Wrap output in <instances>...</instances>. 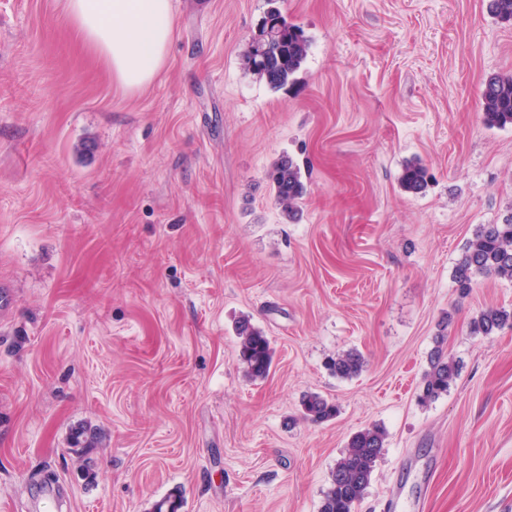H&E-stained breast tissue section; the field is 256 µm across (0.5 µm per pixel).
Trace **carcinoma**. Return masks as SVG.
Masks as SVG:
<instances>
[{
  "mask_svg": "<svg viewBox=\"0 0 512 512\" xmlns=\"http://www.w3.org/2000/svg\"><path fill=\"white\" fill-rule=\"evenodd\" d=\"M269 2L273 3L268 12L273 15L274 34L268 41L249 45L246 64L258 81L276 90L295 80L307 58L309 40L275 6L278 0ZM489 9L497 18L512 21V0H489ZM482 120L490 128L512 126V74L487 79L482 93ZM268 178L276 202L288 218H293L306 192L299 165L291 157L282 156L272 164ZM400 184L407 192L423 191L427 186L426 169L418 163L406 166ZM480 276L512 279V216L500 224L480 225L466 243L453 268V281L460 297L471 293ZM506 327L512 328V311L497 307L486 308L471 322V332L482 336ZM236 333L249 376L254 380L265 378L272 363L269 339L248 318L239 321ZM445 343L446 336L438 334L428 355L419 394L423 404L447 392L459 374V365L448 355ZM326 366L336 377L349 379L360 373L363 358L359 352L350 350L329 359ZM302 409L305 419L315 424L330 421L337 414L336 405L318 393L305 396ZM384 444L385 432L378 427L359 431L351 438L347 453L331 475L320 512H355Z\"/></svg>",
  "mask_w": 512,
  "mask_h": 512,
  "instance_id": "obj_1",
  "label": "carcinoma"
}]
</instances>
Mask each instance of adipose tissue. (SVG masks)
<instances>
[{
	"mask_svg": "<svg viewBox=\"0 0 512 512\" xmlns=\"http://www.w3.org/2000/svg\"><path fill=\"white\" fill-rule=\"evenodd\" d=\"M63 8L123 89L143 88L163 68L175 26L173 0H64Z\"/></svg>",
	"mask_w": 512,
	"mask_h": 512,
	"instance_id": "1",
	"label": "adipose tissue"
}]
</instances>
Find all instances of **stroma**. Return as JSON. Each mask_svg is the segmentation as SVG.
<instances>
[{"label": "stroma", "instance_id": "stroma-1", "mask_svg": "<svg viewBox=\"0 0 512 512\" xmlns=\"http://www.w3.org/2000/svg\"><path fill=\"white\" fill-rule=\"evenodd\" d=\"M160 74L129 92L62 0H0V512H320L358 431L387 434L355 512H512V282L455 260L512 216V127L486 128L512 74L489 0H283L310 41L273 91L243 53L267 0H173ZM300 166L297 220L274 161ZM422 162L425 191H403ZM270 341L251 380L235 325ZM460 364L418 398L439 332ZM355 349L339 379L325 362ZM339 408L322 425L304 395ZM482 120L490 128L512 126V74L487 79L482 93ZM268 178L276 202L288 219H292L306 192L299 165L290 156H281L272 164ZM505 327L512 328V311L488 307L471 322V332L476 335L491 336ZM363 363L361 354L356 350H350L329 359L326 366L336 377L349 379L360 373Z\"/></svg>", "mask_w": 512, "mask_h": 512}]
</instances>
